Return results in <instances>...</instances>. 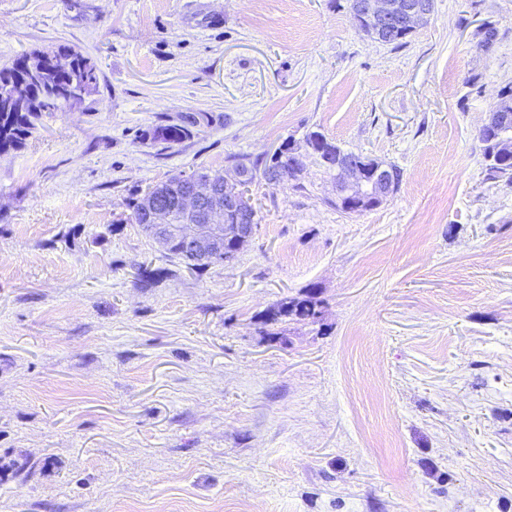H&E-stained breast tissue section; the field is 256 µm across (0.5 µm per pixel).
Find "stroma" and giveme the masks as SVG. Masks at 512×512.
I'll return each instance as SVG.
<instances>
[{
	"label": "stroma",
	"instance_id": "stroma-1",
	"mask_svg": "<svg viewBox=\"0 0 512 512\" xmlns=\"http://www.w3.org/2000/svg\"><path fill=\"white\" fill-rule=\"evenodd\" d=\"M58 44L98 85L0 153V512H512V183L476 138L512 0H434L397 47L347 0H0V65ZM311 131L397 191L257 180L229 266L132 224L138 190ZM309 290L320 318L265 329ZM195 123L194 117L185 116L180 123L161 124L153 129L152 139L154 142L167 145L166 148L172 147L192 135L190 127Z\"/></svg>",
	"mask_w": 512,
	"mask_h": 512
}]
</instances>
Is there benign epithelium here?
<instances>
[{"label": "benign epithelium", "mask_w": 512, "mask_h": 512, "mask_svg": "<svg viewBox=\"0 0 512 512\" xmlns=\"http://www.w3.org/2000/svg\"><path fill=\"white\" fill-rule=\"evenodd\" d=\"M433 0H354L353 15L359 31L374 40H386L397 32L411 33L427 25ZM291 166L267 176L271 183L294 180L312 158H322L310 151L289 145ZM336 201L348 206L363 198L367 185L376 187L381 200L393 194L391 167L378 164L369 170L354 157L336 154ZM240 171L224 173L215 182L199 174L183 176L170 191L145 198L138 224L146 235L165 251L177 250L190 262H209L215 258L229 266L235 250L248 241L255 229L256 217L241 197Z\"/></svg>", "instance_id": "benign-epithelium-1"}]
</instances>
